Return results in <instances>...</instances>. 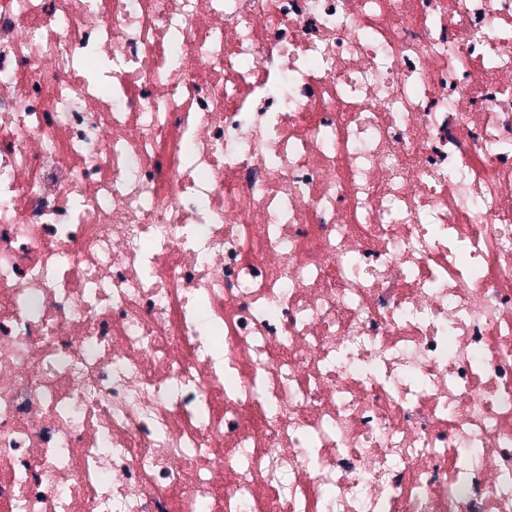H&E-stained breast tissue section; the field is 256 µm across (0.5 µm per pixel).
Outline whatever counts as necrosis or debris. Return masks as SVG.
<instances>
[{
	"mask_svg": "<svg viewBox=\"0 0 512 512\" xmlns=\"http://www.w3.org/2000/svg\"><path fill=\"white\" fill-rule=\"evenodd\" d=\"M0 512H512V0H0Z\"/></svg>",
	"mask_w": 512,
	"mask_h": 512,
	"instance_id": "4bbe7bcc",
	"label": "necrosis or debris"
}]
</instances>
